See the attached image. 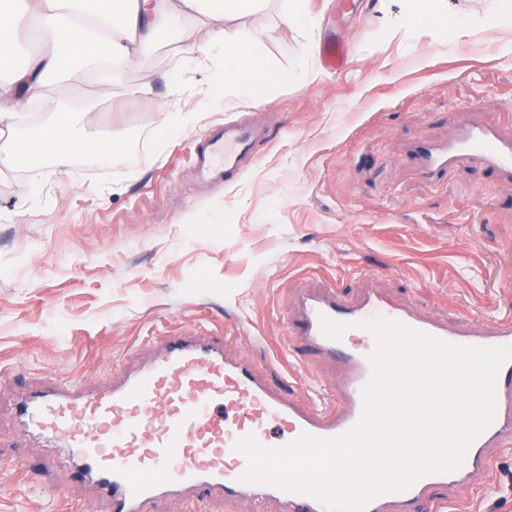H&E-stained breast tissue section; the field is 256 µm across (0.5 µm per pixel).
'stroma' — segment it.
<instances>
[{
	"label": "stroma",
	"mask_w": 512,
	"mask_h": 512,
	"mask_svg": "<svg viewBox=\"0 0 512 512\" xmlns=\"http://www.w3.org/2000/svg\"><path fill=\"white\" fill-rule=\"evenodd\" d=\"M495 0H438L466 31L398 33L415 0H306L304 21H282L279 0L225 20L253 31L287 82L201 104L212 78L215 22L189 21L127 67L130 96L106 97L80 73L43 90L41 108L0 135L21 139L69 97L90 106L78 127L113 141L59 160L0 164V512H110L78 482L54 443L23 432L17 395L49 379L100 387L154 356L176 329L211 335L239 326L229 349L292 395L332 393L338 362L291 331L302 293L369 290L424 321L466 334L512 309V179L478 163L439 182L408 161L417 137L446 144L463 119L512 136V30L483 20ZM350 46L336 75L320 43ZM190 122L165 127L159 106ZM272 132L240 177L219 186L192 172L197 145L218 123ZM208 223H201V216ZM496 485L449 489L450 512H512V449L493 446Z\"/></svg>",
	"instance_id": "stroma-1"
}]
</instances>
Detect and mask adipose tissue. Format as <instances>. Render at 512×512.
Instances as JSON below:
<instances>
[{
	"label": "adipose tissue",
	"mask_w": 512,
	"mask_h": 512,
	"mask_svg": "<svg viewBox=\"0 0 512 512\" xmlns=\"http://www.w3.org/2000/svg\"><path fill=\"white\" fill-rule=\"evenodd\" d=\"M0 0V64L12 68V87L0 86V124L14 126L22 112L37 105L40 90L70 74L91 70L110 61L128 66L137 55L159 41L176 37L187 19L202 13L221 21L254 13L263 0ZM33 44L49 42L48 52L19 57L20 37ZM254 35L217 29L210 47L217 68L205 97H228L244 86L266 87L283 81L282 72L269 67L252 50ZM86 109L75 97L59 106L47 121L24 131L28 158L53 147L60 153L88 149L76 117Z\"/></svg>",
	"instance_id": "1"
}]
</instances>
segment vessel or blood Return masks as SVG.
I'll return each mask as SVG.
<instances>
[{
    "label": "vessel or blood",
    "instance_id": "b4317fda",
    "mask_svg": "<svg viewBox=\"0 0 512 512\" xmlns=\"http://www.w3.org/2000/svg\"><path fill=\"white\" fill-rule=\"evenodd\" d=\"M323 68L342 72L348 61L346 43L327 38L320 52ZM261 125L213 128L197 146L193 168L198 176L219 184L244 172L265 140ZM410 158L425 176L443 177L449 167L478 158L505 176H512V140L491 125L464 126L445 145L417 139ZM353 322L341 339L326 338L320 315ZM383 318L399 322L448 345H512V314L494 318L487 329L453 335L410 311L368 295L346 302L335 293L304 298L294 333L303 346L323 356H337L345 378L336 393L298 399L269 387L247 359L231 357L225 337L198 336L182 330L165 337L160 354L127 373L117 384L95 390L81 384L49 382L24 394L17 404L20 427L49 437L65 448V460L112 504V512H144L146 505L169 496H187L184 512H201L200 495L275 498L288 512H327L318 499L267 484L243 482L249 459L240 450L251 438L276 449L302 433L327 440L341 438L360 423L361 389L372 374L374 337L360 322ZM496 417L467 448L459 467L428 473L408 489L374 499L366 512H443L447 490L464 482L488 484L492 464L485 450L492 444L512 445V361L496 381Z\"/></svg>",
    "mask_w": 512,
    "mask_h": 512
}]
</instances>
